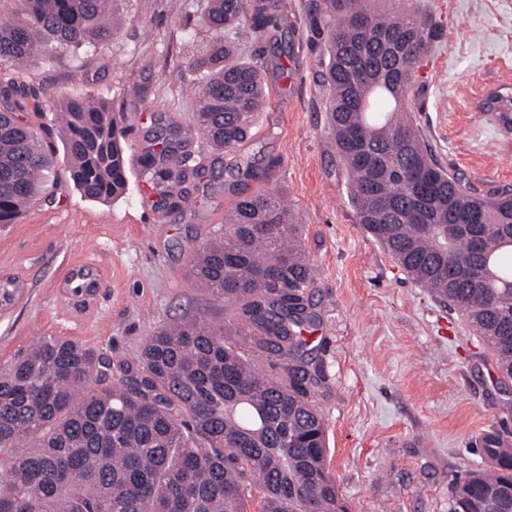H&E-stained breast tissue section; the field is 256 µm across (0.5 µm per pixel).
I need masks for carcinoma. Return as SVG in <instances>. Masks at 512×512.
<instances>
[{"instance_id": "carcinoma-1", "label": "carcinoma", "mask_w": 512, "mask_h": 512, "mask_svg": "<svg viewBox=\"0 0 512 512\" xmlns=\"http://www.w3.org/2000/svg\"><path fill=\"white\" fill-rule=\"evenodd\" d=\"M0 18V60L24 65L59 50L110 42L123 0H16ZM281 0H206L217 34L189 68L193 130L216 151L252 136L266 108L263 66L241 60L238 37L277 25ZM329 63L325 111L358 223L417 284L465 316L512 379V192L462 187L406 116L428 22L388 16L375 0H318ZM26 91L0 81V225L46 191L54 150L23 121ZM69 177L82 197L127 190L124 118L106 101L57 108ZM162 149L141 158L144 183L184 197L205 168L182 151L184 131L163 129ZM211 296L234 304L228 323L181 319L146 337L117 368L72 341L42 338L0 368V512H350L331 475L326 423L314 399L325 379L306 357L315 283L300 225L281 199L257 192L187 269ZM232 336L284 361L270 377ZM487 468L451 489L449 512H512V447L485 438Z\"/></svg>"}]
</instances>
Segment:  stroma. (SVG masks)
<instances>
[{
    "mask_svg": "<svg viewBox=\"0 0 512 512\" xmlns=\"http://www.w3.org/2000/svg\"><path fill=\"white\" fill-rule=\"evenodd\" d=\"M315 2L284 0L277 26L245 31L247 56L265 66L270 103L235 152L189 138L185 149L207 175L179 207L144 199L136 177L114 201L85 199L55 153L54 187L0 226V278L19 287L0 304V366L49 336L131 363L144 338L171 321L231 320L234 307L188 277L189 256L223 227L239 194L270 190L299 224L316 274L308 295L317 320L304 336L324 364L315 399L340 493L351 512H448L453 484L485 467L482 437L512 435V379L498 376L465 318L358 224L324 110L327 57L311 21ZM378 6L432 25L407 111L439 163L463 186L512 189V117L480 108L490 91L512 90V0ZM204 8L205 0H126L114 40L95 53L2 64L0 78L31 88L21 117L55 145L54 101L110 102L127 115V157L137 161L159 124L193 125L198 75L188 62L213 38ZM240 157L262 178L239 175Z\"/></svg>",
    "mask_w": 512,
    "mask_h": 512,
    "instance_id": "35a3bbf8",
    "label": "stroma"
}]
</instances>
